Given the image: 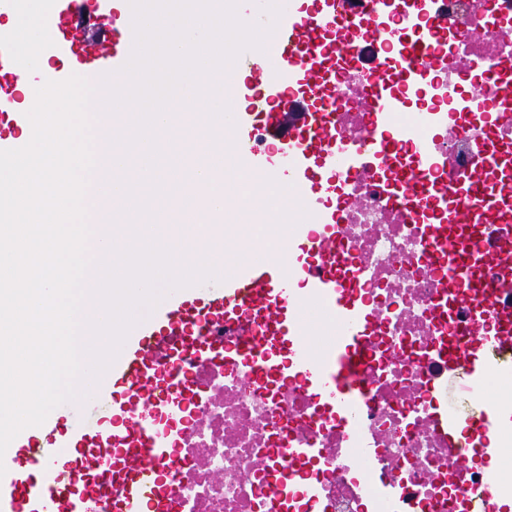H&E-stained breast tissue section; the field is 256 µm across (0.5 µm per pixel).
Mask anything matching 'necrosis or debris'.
<instances>
[{
  "instance_id": "obj_1",
  "label": "necrosis or debris",
  "mask_w": 512,
  "mask_h": 512,
  "mask_svg": "<svg viewBox=\"0 0 512 512\" xmlns=\"http://www.w3.org/2000/svg\"><path fill=\"white\" fill-rule=\"evenodd\" d=\"M505 0H439L449 19L462 21L454 48L472 64L512 62V42L490 30ZM464 71L430 73L421 105L405 106L400 121L422 130L423 115H448L447 171L476 161L479 143L512 146V131L465 117L454 103L464 93ZM364 75H341L330 109L344 130L366 135ZM351 195L343 203L336 249L341 285L375 317L357 342L364 355L365 388L352 406L370 434L368 457L352 462L342 418L301 382L258 380L251 362H221L191 371V395L183 413L178 466L166 484L172 512H496V498L512 497L493 472L461 464V451L434 422L442 407L435 389L456 392V411L467 414L474 388L441 361L444 346L473 334L457 300L454 255L436 248L428 225L416 223L414 202H391L378 190L373 169L347 172ZM312 456L293 470L289 497L271 494L279 463L294 444Z\"/></svg>"
}]
</instances>
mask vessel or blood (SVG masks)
Returning <instances> with one entry per match:
<instances>
[{
    "instance_id": "vessel-or-blood-1",
    "label": "vessel or blood",
    "mask_w": 512,
    "mask_h": 512,
    "mask_svg": "<svg viewBox=\"0 0 512 512\" xmlns=\"http://www.w3.org/2000/svg\"><path fill=\"white\" fill-rule=\"evenodd\" d=\"M434 0H372V29L389 28V51L365 59L354 53L359 36L349 15V0H289L265 50L242 53L236 66L244 77L234 86L235 128L224 139L237 166L261 178L283 182L290 198L307 202L288 238L287 257H267L233 275L170 291L165 300L129 332L117 358L90 399L63 404L42 425L20 432L0 458V512H97L102 500L113 512H169L158 491L162 470H173L181 433L182 405L189 387L187 362L247 359L261 375L281 381L304 378L316 395L340 389L330 410L345 412L356 382L359 352L354 336L371 314L339 286L335 268L304 264L305 255L334 244L340 208L319 206L321 195L342 198L347 184L337 182V155L349 169L381 172L379 189L394 198L424 202L420 223L430 225L436 243L449 230L471 226L460 245L455 279L466 294L474 324L496 316V333L486 345L512 344V307L484 291L479 275L490 248L512 244V207L481 192L484 174L512 180V150L491 143L479 150L478 164L457 172L451 192L412 178L400 162L399 146L415 131L399 123L400 92L419 93L434 67L447 61L445 50L461 25L436 10ZM129 0H55L47 28L53 40L42 53L50 61L42 80L62 81L70 72L62 61L74 58L91 81L120 70L134 44ZM358 67L371 72L366 105L371 123L367 139H337L335 115L320 111L331 99L339 75ZM488 69L471 75L467 110L502 125H512V88L496 104L484 90ZM30 122L18 97L0 92V150L23 147L21 129ZM443 209L433 220L430 211ZM316 309L324 336L320 348L305 340L308 311ZM264 328L261 344L250 339L253 324ZM290 352L289 360L275 350ZM86 464L111 462L101 485L82 479L76 467H59L62 454Z\"/></svg>"
}]
</instances>
